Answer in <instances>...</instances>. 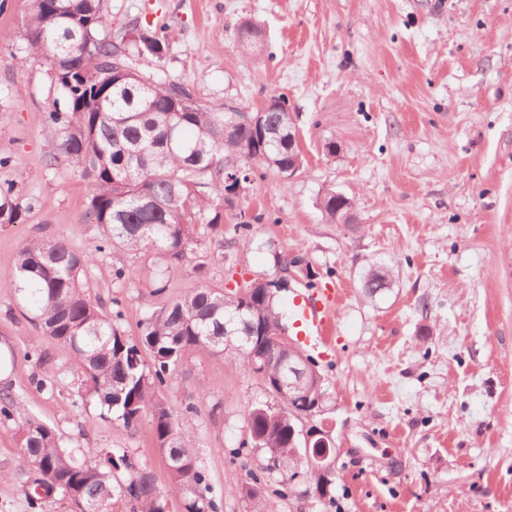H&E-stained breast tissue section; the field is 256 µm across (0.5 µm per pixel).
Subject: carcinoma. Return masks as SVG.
Wrapping results in <instances>:
<instances>
[{
	"label": "carcinoma",
	"instance_id": "1",
	"mask_svg": "<svg viewBox=\"0 0 512 512\" xmlns=\"http://www.w3.org/2000/svg\"><path fill=\"white\" fill-rule=\"evenodd\" d=\"M102 28V0H31L26 49L35 61L51 65L55 47L69 34L84 43L65 60L74 79L56 81L61 99L42 115L57 133L51 164L76 166L89 183L81 222L98 228L104 251L148 252L170 263L186 257L201 231L222 245L224 208L235 207L224 198L225 175L237 167L253 180L267 171L278 174L296 161L288 149L287 114L264 116L269 137L259 149L251 127L240 124L224 131L230 118L225 110L193 100L184 111L173 112L171 99L188 94V87L162 74H145L131 59L153 49L167 50L164 37L135 23L136 37L125 55ZM238 42L243 55L250 57L259 44L258 33L243 26ZM205 188L209 192H203ZM319 206L335 223L336 192H325ZM24 214L13 186L1 184L0 225L20 224ZM95 262L94 256L63 238L35 239L20 251L6 287L24 303L42 335L70 348L82 375L81 396L126 428L149 423L165 456L171 487L181 494L183 512H218L209 474L179 424L180 412L197 407L187 401L179 410L160 392L185 352L194 347L232 356L245 369L263 373L264 385L272 389L282 364L300 360L301 350L280 342L269 346L256 369L245 343L224 347V329L244 339L256 334L259 320L266 335H281L284 326L275 292L255 290L254 319L240 310L238 295L192 288L147 314L139 336L132 338L119 324L121 311L112 317L102 314L81 288V277ZM277 400L276 406H253L246 418L251 444L268 454L265 471L304 465L297 458L306 451L304 440L290 431L314 397L287 392ZM18 433L22 458L38 474L23 487L31 512H43L55 494L85 503L91 512H105L114 498L125 500L129 512H166L167 495L151 470L126 463L125 474L115 476L112 469L119 463L112 458L102 462L93 448L78 461L52 428L35 419L18 424ZM332 484L333 478L316 474L309 489L323 502Z\"/></svg>",
	"mask_w": 512,
	"mask_h": 512
}]
</instances>
